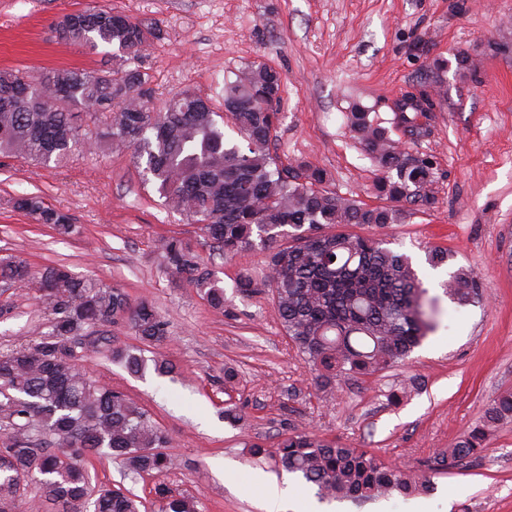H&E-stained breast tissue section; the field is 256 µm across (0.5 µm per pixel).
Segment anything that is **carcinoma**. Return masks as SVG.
<instances>
[{
	"label": "carcinoma",
	"mask_w": 512,
	"mask_h": 512,
	"mask_svg": "<svg viewBox=\"0 0 512 512\" xmlns=\"http://www.w3.org/2000/svg\"><path fill=\"white\" fill-rule=\"evenodd\" d=\"M155 23L91 5L64 15L56 37L92 50L115 47L98 69L0 70V156L42 165L60 164L74 151L102 143L133 150L144 181L170 209L201 225L224 257L275 243L267 256L269 288L277 318L324 388L339 376L373 377L405 359L436 331V299L428 296L409 258L375 236L350 234L341 226L386 227L405 214L400 203L425 199L432 163L404 158L389 131L356 106L347 124L378 167L370 206L323 187L325 175L306 163L288 166L268 150L280 105V75L261 63L224 84L222 110L195 91L171 96L161 111L147 105L151 76L129 61L155 38ZM229 115L245 148L228 147L219 120ZM13 207L67 238L79 233L71 218L40 195L12 199ZM160 266L173 283L187 282L211 308L224 312V288L215 271L184 240H160ZM36 280L51 286L47 331L0 351V431L7 459L0 460V512L27 479L38 482L40 504L54 512H139L138 500L121 490L89 488L84 457L107 455L130 473L173 467L163 452L167 434L128 395L86 376L73 341L99 344L128 373L152 362L159 375L175 366L153 351L168 339L167 324L148 304L130 305L118 288L72 275L63 265L32 273L21 256L0 259V282ZM482 284L459 269L444 283L461 306L480 297ZM126 320L140 346L99 341L96 330ZM512 421V391L496 397L482 418L448 449L427 461L443 470L476 458L501 424ZM254 458L270 457L316 488L324 502L363 507L395 494L430 491L429 479L387 464L364 448H351L307 429H294L271 448L248 445ZM158 512H199L189 495L156 490Z\"/></svg>",
	"instance_id": "obj_1"
}]
</instances>
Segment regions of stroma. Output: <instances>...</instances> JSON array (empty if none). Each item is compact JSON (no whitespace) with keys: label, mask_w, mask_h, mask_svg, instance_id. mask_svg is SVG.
<instances>
[{"label":"stroma","mask_w":512,"mask_h":512,"mask_svg":"<svg viewBox=\"0 0 512 512\" xmlns=\"http://www.w3.org/2000/svg\"><path fill=\"white\" fill-rule=\"evenodd\" d=\"M88 0H0V70L101 67L103 52L58 40L54 26ZM133 19L157 23L144 52L149 105L191 88L221 104L225 82L250 63L282 80L280 121L269 149L283 163L323 169L328 188L375 203L378 171L346 123L352 106L370 110L411 157H428L434 178L425 201L405 204L403 223L379 229L389 249L407 255L440 309L439 327L404 362L378 377L338 378L320 388L286 336L268 289L239 293L248 272L268 274L264 250L219 256L199 225L168 210L143 184L130 150L103 147L61 164L0 161V258L18 255L33 270L64 263L78 276L121 288L131 304H152L168 322L164 353L175 376L129 374L105 354L81 348L80 367L124 391L170 437L176 465L132 475L91 455L93 489H119L157 512L165 487L197 497L201 512H280L252 480L283 481L273 459L254 460L252 442L275 444L308 429L408 469L447 451L502 392L512 391V0H97ZM471 68L458 69L456 55ZM448 68H439V61ZM431 100L410 134L394 110L406 95ZM38 194L80 232L52 228L13 208ZM175 236L215 270L224 289L215 312L192 285L171 284L159 266L161 238ZM448 253L438 268L428 247ZM473 270L476 303L461 306L443 289L450 273ZM48 311L35 283L0 287V349L44 327ZM234 368L233 389L224 387ZM404 394L387 401L391 390ZM245 417L225 422L226 404ZM434 490L416 500L432 512H512V421L466 467L431 473Z\"/></svg>","instance_id":"1"}]
</instances>
